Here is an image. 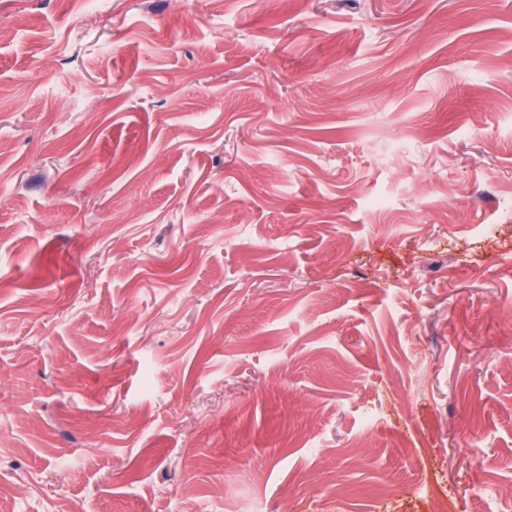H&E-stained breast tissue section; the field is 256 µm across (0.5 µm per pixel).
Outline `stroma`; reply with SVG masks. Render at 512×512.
<instances>
[{"label":"stroma","instance_id":"stroma-1","mask_svg":"<svg viewBox=\"0 0 512 512\" xmlns=\"http://www.w3.org/2000/svg\"><path fill=\"white\" fill-rule=\"evenodd\" d=\"M1 27L0 512H499L512 0Z\"/></svg>","mask_w":512,"mask_h":512}]
</instances>
